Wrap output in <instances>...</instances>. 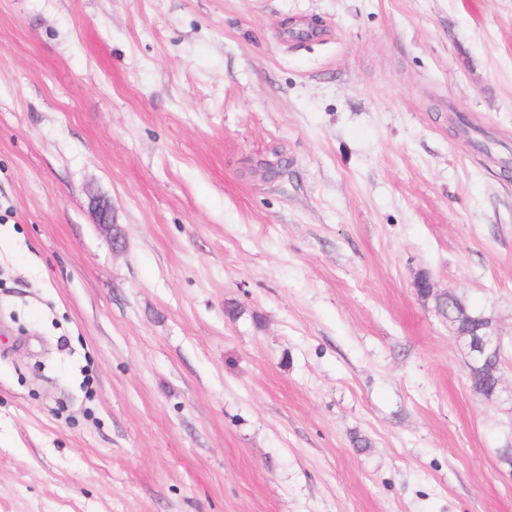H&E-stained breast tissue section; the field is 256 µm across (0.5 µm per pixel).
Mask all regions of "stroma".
Instances as JSON below:
<instances>
[{"instance_id":"stroma-1","label":"stroma","mask_w":512,"mask_h":512,"mask_svg":"<svg viewBox=\"0 0 512 512\" xmlns=\"http://www.w3.org/2000/svg\"><path fill=\"white\" fill-rule=\"evenodd\" d=\"M505 161L512 0H0V512H512ZM435 309L454 334L473 333L475 328L489 324V318L471 308L460 298L450 300L438 296L435 298ZM472 358L469 369V381L476 393H483L485 396L493 395L494 379L493 374L499 375L502 366V352H497L491 347L481 351L478 356Z\"/></svg>"}]
</instances>
